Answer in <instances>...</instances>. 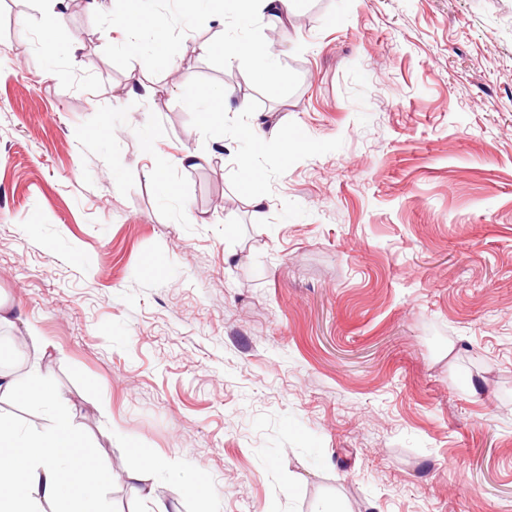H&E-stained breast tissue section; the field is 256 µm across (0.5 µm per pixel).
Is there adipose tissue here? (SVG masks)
Returning a JSON list of instances; mask_svg holds the SVG:
<instances>
[{
	"mask_svg": "<svg viewBox=\"0 0 512 512\" xmlns=\"http://www.w3.org/2000/svg\"><path fill=\"white\" fill-rule=\"evenodd\" d=\"M54 407L52 425L29 433L0 419V512H102L99 494L111 484L108 463L89 455L67 406L49 379L0 373V400Z\"/></svg>",
	"mask_w": 512,
	"mask_h": 512,
	"instance_id": "1",
	"label": "adipose tissue"
}]
</instances>
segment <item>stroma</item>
<instances>
[{
	"label": "stroma",
	"instance_id": "obj_1",
	"mask_svg": "<svg viewBox=\"0 0 512 512\" xmlns=\"http://www.w3.org/2000/svg\"><path fill=\"white\" fill-rule=\"evenodd\" d=\"M85 2L0 0V370L168 512H512V0H301L280 99Z\"/></svg>",
	"mask_w": 512,
	"mask_h": 512
}]
</instances>
